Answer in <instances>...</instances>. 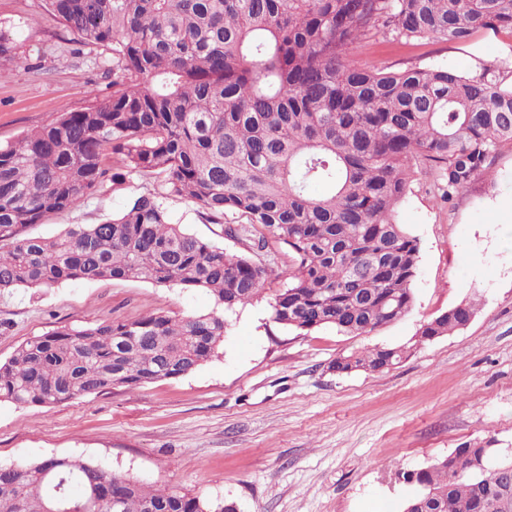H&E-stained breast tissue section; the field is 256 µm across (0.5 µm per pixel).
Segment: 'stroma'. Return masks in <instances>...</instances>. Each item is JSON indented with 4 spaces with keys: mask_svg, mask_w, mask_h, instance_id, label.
<instances>
[{
    "mask_svg": "<svg viewBox=\"0 0 512 512\" xmlns=\"http://www.w3.org/2000/svg\"><path fill=\"white\" fill-rule=\"evenodd\" d=\"M0 144L80 112L112 94V49L78 43L46 0H0ZM512 31L483 30L469 48L378 36L353 54L375 68L444 64L470 72L471 50L501 66ZM147 183L127 177L80 207L27 228L54 237L72 224H99ZM164 204L175 223L229 251L224 227L181 197ZM418 242L411 311L355 336L323 327L283 328L269 302L288 285L280 263L260 299L230 317L218 357L192 373L129 390L46 406L0 403V464L54 457L100 463L156 488L179 487L210 506L237 512H401L414 492L401 472L428 466L466 445L512 448V146L488 174L443 202L428 174L417 175L397 209ZM471 302L469 323L422 344L420 327ZM202 289L142 280L66 282L0 293V361L25 340L61 327L87 328L166 311L215 310ZM412 344L384 373L339 375L340 355Z\"/></svg>",
    "mask_w": 512,
    "mask_h": 512,
    "instance_id": "stroma-1",
    "label": "stroma"
}]
</instances>
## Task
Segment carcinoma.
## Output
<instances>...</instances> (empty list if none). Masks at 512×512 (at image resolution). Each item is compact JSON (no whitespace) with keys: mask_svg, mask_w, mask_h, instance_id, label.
<instances>
[{"mask_svg":"<svg viewBox=\"0 0 512 512\" xmlns=\"http://www.w3.org/2000/svg\"><path fill=\"white\" fill-rule=\"evenodd\" d=\"M84 45L112 46V97L67 112L0 147V290L137 279L209 290L224 313L150 312L85 329L63 326L0 362V402L59 404L114 387L184 376L218 354L224 314L261 298L288 250V287L274 322L302 334L330 326L369 334L413 305L419 248L397 207L416 171L450 201L512 145V85L493 66L375 70L351 58L380 34L464 46L512 30V0H49ZM153 181L101 224L44 238L24 230L80 206L100 188L106 151ZM322 191H315V187ZM183 197L224 225L240 250L217 248L172 222ZM460 303L419 329L415 344L462 329ZM413 346L341 355L338 374L383 373ZM484 449L402 473L416 493L403 512H512V474L470 461ZM65 484V493L55 487ZM97 495L120 512L210 509L92 461L0 465V512H79Z\"/></svg>","mask_w":512,"mask_h":512,"instance_id":"cac0c4a2","label":"carcinoma"}]
</instances>
